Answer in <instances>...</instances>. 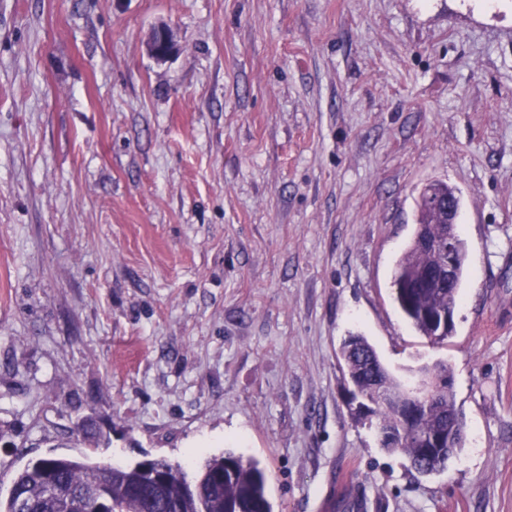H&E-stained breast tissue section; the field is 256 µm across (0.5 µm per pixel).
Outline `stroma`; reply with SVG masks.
<instances>
[{
    "label": "stroma",
    "mask_w": 512,
    "mask_h": 512,
    "mask_svg": "<svg viewBox=\"0 0 512 512\" xmlns=\"http://www.w3.org/2000/svg\"><path fill=\"white\" fill-rule=\"evenodd\" d=\"M434 181L440 344L391 287ZM352 334L404 382L447 362L443 472L351 417ZM227 452L273 512H512V0H0V500L43 457Z\"/></svg>",
    "instance_id": "1"
}]
</instances>
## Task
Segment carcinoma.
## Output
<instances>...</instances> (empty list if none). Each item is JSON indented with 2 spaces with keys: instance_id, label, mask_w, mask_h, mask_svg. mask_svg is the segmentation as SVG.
<instances>
[{
  "instance_id": "carcinoma-1",
  "label": "carcinoma",
  "mask_w": 512,
  "mask_h": 512,
  "mask_svg": "<svg viewBox=\"0 0 512 512\" xmlns=\"http://www.w3.org/2000/svg\"><path fill=\"white\" fill-rule=\"evenodd\" d=\"M455 191L438 181L424 189L417 205L415 236L441 238L447 225L432 204L430 195ZM439 271L434 252L413 240L397 262L393 285L395 301L416 331L431 343L437 336L430 319L457 304L459 290L409 288L417 278H434ZM341 358L349 380L359 394L375 399L382 390L399 391L404 384L382 364L375 349L361 335L344 340ZM375 418L396 432L394 449L404 453L412 468L422 476L443 471L448 451H426L423 436L448 428V422L462 415L452 394L444 392L424 404L408 421L396 410L378 407ZM148 465L160 472L164 486L159 492L144 482L143 463L130 467H101L64 456L41 458L28 464L13 479L4 510L0 512H273L267 496L266 475L255 461L232 453L210 459L194 479H188L179 465L165 458H153Z\"/></svg>"
}]
</instances>
